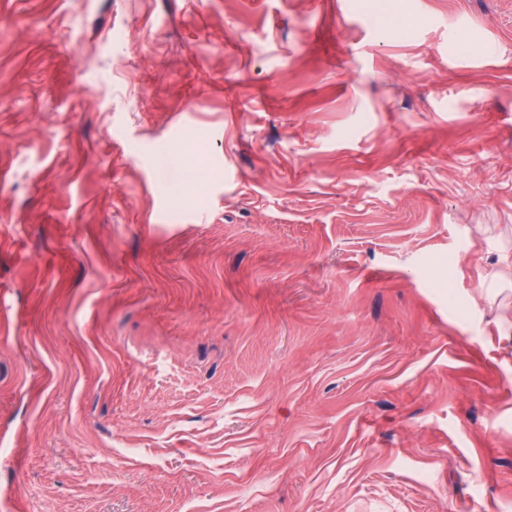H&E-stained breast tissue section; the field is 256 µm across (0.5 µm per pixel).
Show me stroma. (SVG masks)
<instances>
[{
    "instance_id": "obj_1",
    "label": "stroma",
    "mask_w": 512,
    "mask_h": 512,
    "mask_svg": "<svg viewBox=\"0 0 512 512\" xmlns=\"http://www.w3.org/2000/svg\"><path fill=\"white\" fill-rule=\"evenodd\" d=\"M512 0H0V512H512Z\"/></svg>"
}]
</instances>
